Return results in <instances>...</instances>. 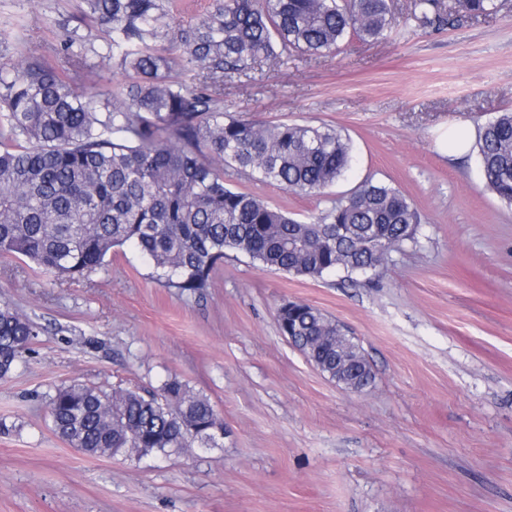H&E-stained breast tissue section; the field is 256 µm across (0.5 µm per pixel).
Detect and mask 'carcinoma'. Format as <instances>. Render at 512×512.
<instances>
[{"label": "carcinoma", "instance_id": "1", "mask_svg": "<svg viewBox=\"0 0 512 512\" xmlns=\"http://www.w3.org/2000/svg\"><path fill=\"white\" fill-rule=\"evenodd\" d=\"M464 7L498 12L496 0ZM78 10L110 33L106 56L127 81L116 92L76 91L63 67L84 46L75 30L56 46L55 62L24 54L0 64L1 257L75 280L130 245L170 286L196 293L229 251L317 279L366 275L417 240V209L371 177L312 221L224 184L228 167L317 196L344 175L351 146L340 129L227 116L224 81L292 53H333L351 36L376 40L397 24L389 0H212L190 23L178 20L173 0H79ZM409 18L434 31L458 22L442 0H413ZM185 71L197 82L179 80ZM476 146L488 187L512 205V111L483 125ZM370 240L388 247L372 250ZM277 322L303 352L336 356L338 323L318 308L285 301ZM39 333L28 315L0 307L1 378ZM50 415L62 439L96 456L117 448L143 457L224 435L223 416L175 377L147 397L63 385Z\"/></svg>", "mask_w": 512, "mask_h": 512}]
</instances>
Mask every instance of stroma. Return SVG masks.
Masks as SVG:
<instances>
[{
	"label": "stroma",
	"mask_w": 512,
	"mask_h": 512,
	"mask_svg": "<svg viewBox=\"0 0 512 512\" xmlns=\"http://www.w3.org/2000/svg\"><path fill=\"white\" fill-rule=\"evenodd\" d=\"M498 4L491 18L353 36L224 86L227 114L332 124L353 155L320 196L244 176L232 187L299 219L370 176L412 200L416 242L372 275L305 279L230 252L188 294L127 246L73 282L0 257V305L41 327L0 379V512H512V207L487 188L476 151L441 143L451 125L512 110V0ZM73 30L94 47L75 87L124 84L104 58L108 34L81 26L76 0H0V63L15 45L51 57ZM287 299L358 339L370 388L345 391L280 335ZM172 376L222 414L218 446L96 457L53 430L60 385L144 393Z\"/></svg>",
	"instance_id": "1"
}]
</instances>
